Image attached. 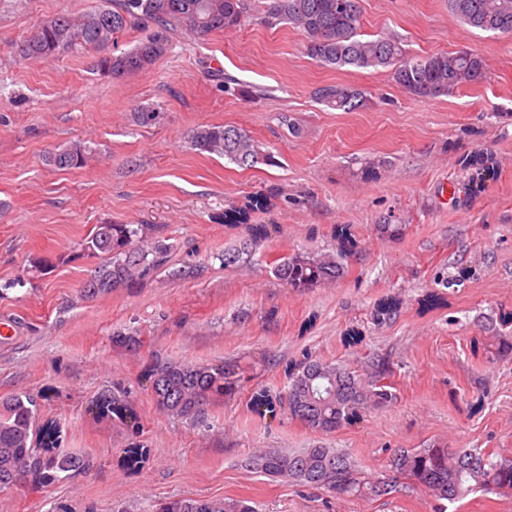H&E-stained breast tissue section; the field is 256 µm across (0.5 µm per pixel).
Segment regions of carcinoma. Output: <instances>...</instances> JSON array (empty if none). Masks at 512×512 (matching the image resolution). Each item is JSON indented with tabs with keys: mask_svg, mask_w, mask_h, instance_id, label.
<instances>
[{
	"mask_svg": "<svg viewBox=\"0 0 512 512\" xmlns=\"http://www.w3.org/2000/svg\"><path fill=\"white\" fill-rule=\"evenodd\" d=\"M456 17L470 28L493 34L512 35V0H448ZM250 10V0H112V7L99 9L76 21L66 14L39 22L20 46L28 58L49 59L80 46L100 49L116 35L137 28L153 27L156 35L135 49L104 56L100 71L114 78L152 65L166 51L169 38L179 32L204 38L240 25ZM265 17L271 25L286 22L307 36L306 52L316 61L337 68L388 69L394 81L410 94L435 98L483 78L485 62L472 53L411 56L401 40L379 36L365 38L359 32L360 0H267ZM321 102L332 109L355 111L366 105L363 90L330 86L319 92ZM197 149L224 156L242 166L259 162L261 153L244 131L220 125L196 129ZM85 148L74 144L52 154L49 162L59 169L79 168ZM173 249L158 227L150 224H100L85 244L87 255L101 259L84 289L93 298L118 289L138 287L161 270ZM276 276L292 288H305L339 276L331 259L284 257L275 265ZM387 369L376 364L374 373L361 374L341 364L308 359L290 374L286 396L274 399L262 394L257 408L274 413L276 406L307 427L334 433L360 409H380L395 394L381 384ZM146 379L155 404L167 416L196 421L210 401L233 390L238 382L235 368L226 365L169 361L148 370ZM37 399L31 394L0 398V489L32 477L51 483L64 473L88 468L87 457L67 449L46 455L34 448ZM244 468L297 482L312 489H327L338 495L368 491L379 496L380 483L361 476L347 454L315 444L298 452L273 451L243 460ZM399 475L424 486L439 500L438 512L469 494L512 493V460H494L474 448H449L434 444L406 449L391 460ZM154 512H256L244 500L176 498L156 504Z\"/></svg>",
	"mask_w": 512,
	"mask_h": 512,
	"instance_id": "carcinoma-1",
	"label": "carcinoma"
}]
</instances>
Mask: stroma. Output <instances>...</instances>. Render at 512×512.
I'll return each instance as SVG.
<instances>
[{"mask_svg": "<svg viewBox=\"0 0 512 512\" xmlns=\"http://www.w3.org/2000/svg\"><path fill=\"white\" fill-rule=\"evenodd\" d=\"M264 3L239 27L175 35L151 67L114 78L93 50L18 51L38 22L104 0H0V318L19 332L0 344V397L37 395V430L92 460L0 490V512H149L184 497L256 512H435L403 477L383 498L339 495L241 462L320 439L372 481L393 478L400 450L437 443L512 459V35L469 28L448 0H361L363 33L396 35L414 56L484 59L483 80L418 98L388 70L316 62L301 30L265 23ZM330 85L363 90L366 106L328 108ZM148 109L156 120L140 123ZM202 125L245 130L264 161L197 150ZM75 143L82 167L48 164ZM106 223L160 225L174 249L139 288L88 299L97 261L83 248ZM253 224L270 236L224 266ZM296 255L335 257L339 278L286 286L274 265ZM117 331L140 347L115 344ZM310 355L363 373L383 360L393 402L325 437L285 411L255 414L252 394L285 395V367ZM171 360L234 362L244 376L200 420L173 418L144 379ZM115 396L128 419L97 415ZM132 447L147 452L136 471L123 464Z\"/></svg>", "mask_w": 512, "mask_h": 512, "instance_id": "1", "label": "stroma"}]
</instances>
